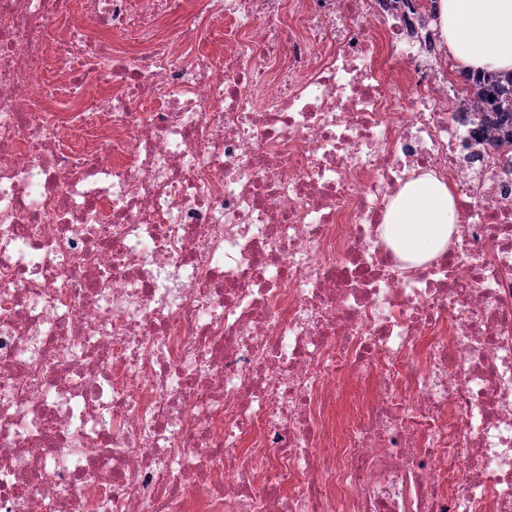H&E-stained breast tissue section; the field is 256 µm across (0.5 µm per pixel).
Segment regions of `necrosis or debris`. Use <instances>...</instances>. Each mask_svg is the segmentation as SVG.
<instances>
[{
	"label": "necrosis or debris",
	"mask_w": 512,
	"mask_h": 512,
	"mask_svg": "<svg viewBox=\"0 0 512 512\" xmlns=\"http://www.w3.org/2000/svg\"><path fill=\"white\" fill-rule=\"evenodd\" d=\"M433 21L0 0V512H512V145ZM425 174L461 220L413 265ZM459 217L448 185L425 175L407 184L391 204L384 237L405 260L420 265L448 249Z\"/></svg>",
	"instance_id": "1"
}]
</instances>
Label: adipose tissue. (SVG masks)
I'll return each mask as SVG.
<instances>
[{
    "mask_svg": "<svg viewBox=\"0 0 512 512\" xmlns=\"http://www.w3.org/2000/svg\"><path fill=\"white\" fill-rule=\"evenodd\" d=\"M439 29L464 73L512 71V0H439ZM458 222L451 189L426 175L395 198L384 236L405 260L420 265L447 250Z\"/></svg>",
    "mask_w": 512,
    "mask_h": 512,
    "instance_id": "ef3b65f1",
    "label": "adipose tissue"
}]
</instances>
